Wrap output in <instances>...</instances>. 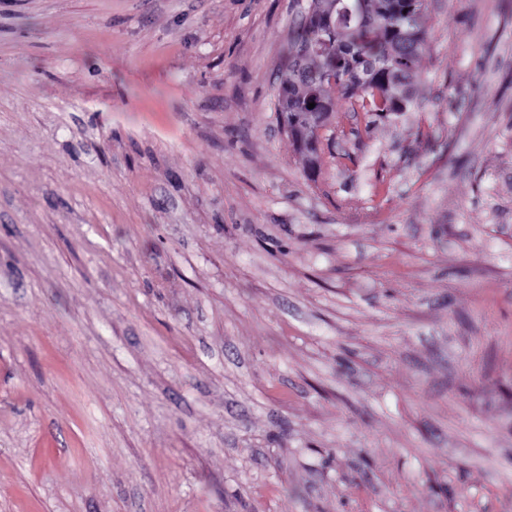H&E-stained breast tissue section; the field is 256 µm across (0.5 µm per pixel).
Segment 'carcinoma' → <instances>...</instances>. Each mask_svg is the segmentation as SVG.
<instances>
[{
    "instance_id": "1",
    "label": "carcinoma",
    "mask_w": 512,
    "mask_h": 512,
    "mask_svg": "<svg viewBox=\"0 0 512 512\" xmlns=\"http://www.w3.org/2000/svg\"><path fill=\"white\" fill-rule=\"evenodd\" d=\"M335 0H311L305 20L289 42L280 81V115L288 122V138L305 160L307 174L320 169L319 160L336 154V140L321 143L308 126L311 112L323 114L324 125L336 120L338 90L350 112L387 118L413 105V78L426 33L421 25L424 0H344L351 17L331 12ZM331 29V48L319 51V32ZM315 103L309 108V103Z\"/></svg>"
}]
</instances>
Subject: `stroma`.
Segmentation results:
<instances>
[{"mask_svg":"<svg viewBox=\"0 0 512 512\" xmlns=\"http://www.w3.org/2000/svg\"><path fill=\"white\" fill-rule=\"evenodd\" d=\"M311 182L308 0H0V512H512V0Z\"/></svg>","mask_w":512,"mask_h":512,"instance_id":"35a3bbf8","label":"stroma"}]
</instances>
